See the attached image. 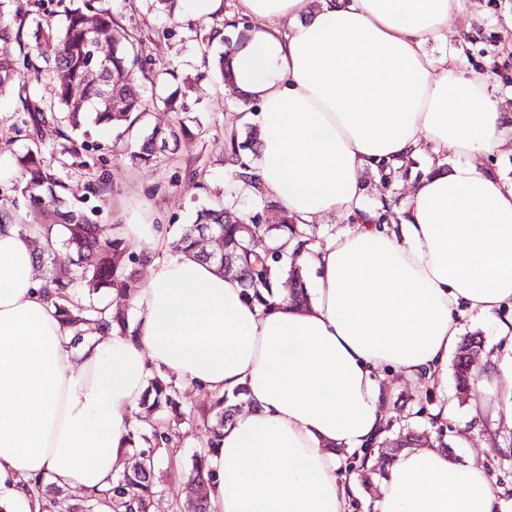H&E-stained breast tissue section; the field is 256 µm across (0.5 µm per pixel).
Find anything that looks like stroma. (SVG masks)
Instances as JSON below:
<instances>
[{"instance_id": "stroma-1", "label": "stroma", "mask_w": 512, "mask_h": 512, "mask_svg": "<svg viewBox=\"0 0 512 512\" xmlns=\"http://www.w3.org/2000/svg\"><path fill=\"white\" fill-rule=\"evenodd\" d=\"M119 25L114 35L133 40L148 77L141 80V91L152 100L176 94L177 109L150 108L137 124L132 137H118L115 131L94 126L76 154L65 153L63 141L46 135L41 152L45 165L82 195V208L104 235H111L119 224H160L171 235L192 223L198 210L224 205L245 218L260 217L273 223L258 193L232 178L224 160L227 131L246 134L241 124L244 107L235 93L225 90L210 61L222 52L221 43L202 47L198 37L209 30L198 19H170L158 10L153 0H109ZM442 52L464 61L468 70L489 76L499 97L512 106V0H469L468 9L449 29ZM171 70V77L151 81V74ZM27 115L19 107L16 92L0 94V207L21 211L30 224L43 221L22 200L18 185L21 174L16 154L24 151ZM183 124L188 135L177 146L157 147L155 160L148 165L132 164L128 158L132 139L147 138L154 129ZM451 160L426 152L386 171L368 170L360 179L364 208L385 201L386 209L377 221L396 223L406 208L411 193L427 174L450 170ZM98 188V195L85 194L86 185ZM463 333L478 335L482 347L474 364V383L480 392L501 394L512 399L508 383L493 385L482 372L492 354L507 348L494 325L478 315L463 322ZM391 386L387 419L391 426L387 438L413 431L437 442L447 443L449 455L459 461L473 460L487 467L494 486L504 500H512V429L496 425L491 413L474 415L472 398L459 393L455 375L444 383L411 382L385 373ZM467 429L466 442H459L460 429ZM204 430L182 426L180 441L160 455L154 480L161 491L154 512H179L187 497L185 475L193 454L201 451ZM360 452L341 451L339 472L354 481L360 493L351 501L350 512H369L368 505L375 473L360 467Z\"/></svg>"}]
</instances>
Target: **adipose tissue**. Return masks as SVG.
<instances>
[{"instance_id": "ef3b65f1", "label": "adipose tissue", "mask_w": 512, "mask_h": 512, "mask_svg": "<svg viewBox=\"0 0 512 512\" xmlns=\"http://www.w3.org/2000/svg\"><path fill=\"white\" fill-rule=\"evenodd\" d=\"M250 25L230 54L231 86L255 105L254 172L295 224L362 210L363 171L431 148L450 171L423 178L398 223L345 232L299 262L305 307L275 306L185 253L151 224L121 237L150 252L135 336L75 348L35 275V232L0 219V506L40 512L32 478L111 488L131 412L153 370L246 409L209 458L212 512H348L338 450L379 433L382 369L443 379L463 319L512 338V183L474 159L512 140V113L487 77L430 55L467 0H239ZM164 257H157V250ZM484 467L427 445L385 468L371 512H499Z\"/></svg>"}]
</instances>
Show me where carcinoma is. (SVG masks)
<instances>
[{"mask_svg": "<svg viewBox=\"0 0 512 512\" xmlns=\"http://www.w3.org/2000/svg\"><path fill=\"white\" fill-rule=\"evenodd\" d=\"M9 0H0V40H24L30 34L34 44L22 53V62L0 58V93L17 91L22 110L31 122V134L42 139L46 128H52L65 140L73 141L83 126L92 121L99 126L121 128L129 132L145 113L148 100L136 84L139 55L112 37L115 21L105 0H76L65 11V18L56 26L38 9L17 7L5 9ZM99 42L109 45L107 56L94 55ZM34 71L36 82L46 78L50 95L40 94L18 70V65ZM177 139V132L154 130L146 142L130 152L136 164L154 160V142ZM253 146L231 134L224 141L225 159L234 167L235 177L252 183ZM22 174L19 192L29 204L45 197L52 198L55 209L37 233L46 243L39 254L43 278L53 291L49 297L66 328L73 333V344L86 334H111L117 328L124 336H133L134 321L130 301L141 284L135 267L145 264L150 256L132 248L117 236L105 237L78 204L69 184L44 168L39 146H31L16 156ZM216 233L222 238L221 257L216 258L203 245L204 236ZM259 234L273 235L277 246L272 254L256 252L251 241ZM293 248H288V244ZM68 249L71 261L56 266L53 253L57 246ZM177 246L195 259L216 266L221 273L241 279L246 297L265 307L273 304V285L283 277L293 282L292 302L308 301L299 267L283 263L284 257H298L309 250V238L288 215L279 214L276 224H247L221 206L199 210L192 224L181 233ZM479 346L476 338L464 341L458 350L456 377L461 389H468L469 373L466 354ZM138 407L140 424L129 434L131 466L117 475L112 487L100 494L77 492L41 502L43 512H152L158 491L153 471L161 450L174 446L179 426L183 423L204 427L206 449L192 457L187 472L188 486L198 493L193 512H210L207 485L213 479L208 456L221 445L224 427L234 418L227 394H214L211 404L190 415L181 406L176 381L153 372Z\"/></svg>", "mask_w": 512, "mask_h": 512, "instance_id": "carcinoma-1", "label": "carcinoma"}]
</instances>
